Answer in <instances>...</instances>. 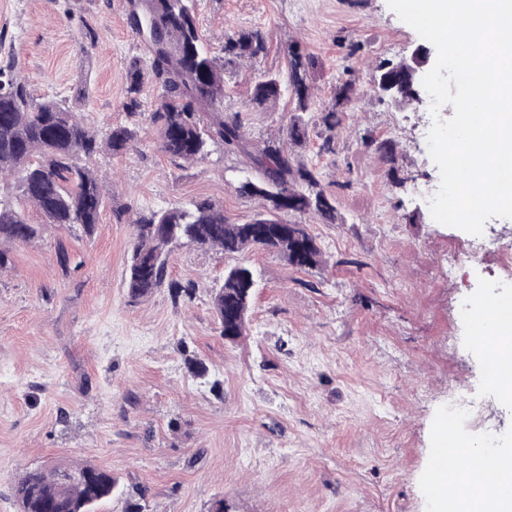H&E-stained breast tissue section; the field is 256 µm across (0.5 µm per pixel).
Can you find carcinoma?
<instances>
[{
	"label": "carcinoma",
	"mask_w": 512,
	"mask_h": 512,
	"mask_svg": "<svg viewBox=\"0 0 512 512\" xmlns=\"http://www.w3.org/2000/svg\"><path fill=\"white\" fill-rule=\"evenodd\" d=\"M196 0H130L129 22L152 58L150 69L141 61L126 73L124 108L136 112L146 78L157 88L153 122L159 126L162 150L184 162L203 161L209 146L218 141L228 152L246 151V136L239 114L224 116V59L246 58L257 62L265 51L262 36L240 31L227 38L217 55L200 33L195 19ZM316 61L299 45L288 49V85L294 89L298 114L288 122L289 142L301 146L308 139V122L301 113L315 106L310 91V73ZM379 77H396L409 84L411 66L405 61L378 65ZM276 77L259 81L249 106L266 110L280 97ZM354 92L347 80L336 88L333 106L323 111L321 121L329 135L320 147L334 152L339 112ZM135 132L116 126L105 136L75 118L64 99H40L15 67L0 66V175L15 177V188L32 204L46 224L79 227L87 235L98 224L104 204L93 158L100 154L119 156L133 147ZM381 160L396 167V146L390 139L363 138ZM262 179L247 178L235 186L241 196H261L272 209L288 214L312 213L324 224L336 223L331 198L318 189V172L296 163L275 141H267L251 155ZM40 225L30 224L12 197L0 196V270L11 263L5 244L27 243L38 238ZM218 248L226 254L254 249L274 252L299 268H315L322 253L297 221L259 217L245 224H232L223 209L210 201L187 207L151 212L136 220V238L128 261V297L136 301L166 285L176 298L192 297L193 289L166 282L168 257L174 245ZM256 281L250 267L235 266L224 274L223 284L212 293V307L222 336L234 341L244 334L247 313ZM119 480L112 470L91 464L58 463L29 471L13 486L18 512H93L112 498Z\"/></svg>",
	"instance_id": "carcinoma-1"
}]
</instances>
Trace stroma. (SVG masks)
Returning a JSON list of instances; mask_svg holds the SVG:
<instances>
[{
    "label": "stroma",
    "mask_w": 512,
    "mask_h": 512,
    "mask_svg": "<svg viewBox=\"0 0 512 512\" xmlns=\"http://www.w3.org/2000/svg\"><path fill=\"white\" fill-rule=\"evenodd\" d=\"M129 0H0V65L15 61L36 97H64L98 133L123 125L137 151L99 155L106 205L93 234L44 223L31 243L11 248L0 271V512H17L14 483L56 462L111 469L123 491H146L145 512H437L429 475L439 430L457 443L512 448V404L482 377L473 309L497 301L493 255L455 275L444 255L466 248L460 229L435 222L410 188L439 186L427 137L429 103L400 107L374 94L380 61L409 58L422 39L387 0H197V26L213 47L248 29L266 46L257 64L224 72V111L239 114L246 152L211 145L201 163H178L158 146L143 107L126 112V71L147 59L128 23ZM95 47H82V21ZM317 61L308 140L291 156L315 167L336 221L308 219L322 251L313 269L266 251L225 254L174 246L170 280L194 285L192 299L163 287L133 301L126 264L135 219L209 200L225 218L247 223L266 213L260 197L234 190L255 175L249 151L277 139L295 110L286 92L252 110L255 83L288 76V47ZM359 45L349 55L350 45ZM357 94L344 107L335 151L324 154L320 112L331 107L344 66ZM394 140L402 185L366 149L364 136ZM68 266H60L59 252ZM250 265L259 286L246 331L224 340L211 293L226 271ZM202 362L206 379L188 360ZM493 404L492 436L466 416L448 418L451 394Z\"/></svg>",
    "instance_id": "35a3bbf8"
}]
</instances>
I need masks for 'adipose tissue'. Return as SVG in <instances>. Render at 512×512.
Wrapping results in <instances>:
<instances>
[{
  "label": "adipose tissue",
  "instance_id": "adipose-tissue-1",
  "mask_svg": "<svg viewBox=\"0 0 512 512\" xmlns=\"http://www.w3.org/2000/svg\"><path fill=\"white\" fill-rule=\"evenodd\" d=\"M493 305H485L479 321L490 322L489 332H478L475 344L491 350L502 360L503 370L494 385L505 401H512V324L493 318ZM435 495L438 502L453 501L456 512H512V452L502 449L485 456L483 450H468L465 463L449 468L440 479Z\"/></svg>",
  "mask_w": 512,
  "mask_h": 512
}]
</instances>
